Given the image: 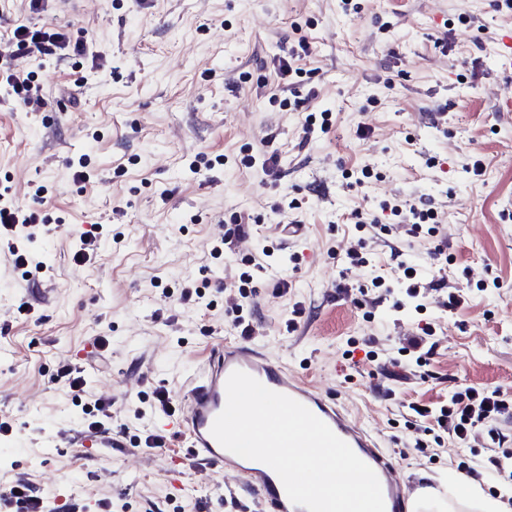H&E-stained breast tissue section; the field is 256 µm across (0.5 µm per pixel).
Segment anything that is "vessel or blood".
Returning a JSON list of instances; mask_svg holds the SVG:
<instances>
[{
  "mask_svg": "<svg viewBox=\"0 0 512 512\" xmlns=\"http://www.w3.org/2000/svg\"><path fill=\"white\" fill-rule=\"evenodd\" d=\"M236 370L248 373L272 391L299 401L325 422L376 473L382 487L385 512H400L409 491L408 485L375 440L351 422L333 399L288 370L287 366L272 361L247 344L220 343L212 347L202 370L183 391V412L178 427L192 459L212 468L235 472L259 496L265 512H307L305 507L289 500L281 479L272 468L236 456L213 437V422L227 401L226 381Z\"/></svg>",
  "mask_w": 512,
  "mask_h": 512,
  "instance_id": "obj_1",
  "label": "vessel or blood"
}]
</instances>
